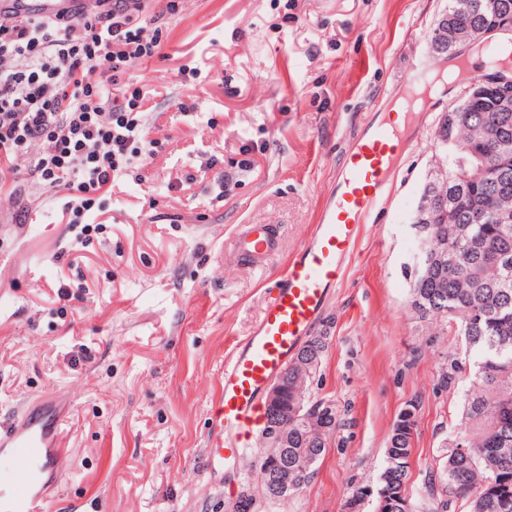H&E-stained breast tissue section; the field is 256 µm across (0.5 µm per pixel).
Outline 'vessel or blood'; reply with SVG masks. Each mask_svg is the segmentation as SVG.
<instances>
[{"instance_id": "1", "label": "vessel or blood", "mask_w": 512, "mask_h": 512, "mask_svg": "<svg viewBox=\"0 0 512 512\" xmlns=\"http://www.w3.org/2000/svg\"><path fill=\"white\" fill-rule=\"evenodd\" d=\"M403 142L391 120H374L350 144L307 241L289 258L252 333L237 341L222 371L221 399L210 418L209 466L234 463L262 426L264 395L310 336L343 278L363 224L387 199ZM233 250L256 268L280 249V230L246 224L230 240ZM64 410L52 398L21 409L17 421L0 428V512H48L49 492L60 474Z\"/></svg>"}]
</instances>
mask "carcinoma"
<instances>
[{
	"mask_svg": "<svg viewBox=\"0 0 512 512\" xmlns=\"http://www.w3.org/2000/svg\"><path fill=\"white\" fill-rule=\"evenodd\" d=\"M493 17L478 7L460 13L456 0L430 34L439 55L452 54L448 29L463 28L483 36ZM501 91L480 88L466 101L448 108L436 131V147L448 165L447 207L456 208L453 224L438 223L425 235L433 251L438 239L448 240L443 265L414 278L411 307L421 319H437L455 326L460 336L459 353L448 357L443 378L467 383L462 422L448 432L444 456L432 471L429 512H452L462 501L467 512H512V167L494 181L469 164L471 154L483 157L489 169L498 166L500 145L512 154V112H502L496 100ZM328 342L312 336L303 353L292 359L280 378H293L300 366L317 375ZM289 446L293 454L288 469L291 494L299 493L316 474L330 436L341 426L334 404L307 388L301 393L288 385ZM414 409L401 411L385 449V463L378 481L357 488L348 503L353 509L375 502V512H420L404 495L411 478Z\"/></svg>",
	"mask_w": 512,
	"mask_h": 512,
	"instance_id": "obj_1",
	"label": "carcinoma"
}]
</instances>
